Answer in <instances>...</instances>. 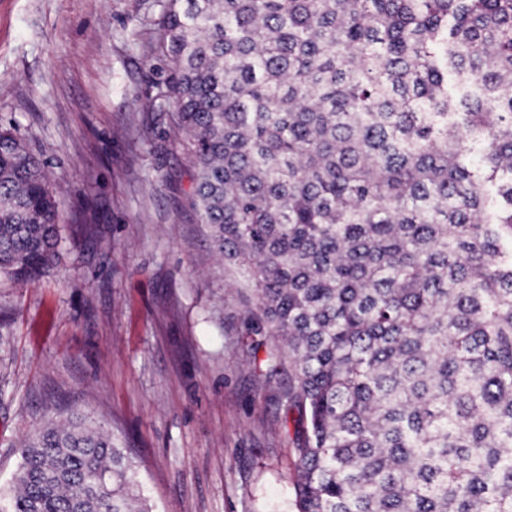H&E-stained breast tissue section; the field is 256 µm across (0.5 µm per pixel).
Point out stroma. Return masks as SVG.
I'll return each mask as SVG.
<instances>
[{
    "mask_svg": "<svg viewBox=\"0 0 512 512\" xmlns=\"http://www.w3.org/2000/svg\"><path fill=\"white\" fill-rule=\"evenodd\" d=\"M168 0H0V125L56 181L59 266L0 275V486L50 412L123 442L154 512H293L280 387L191 205L194 167L148 47Z\"/></svg>",
    "mask_w": 512,
    "mask_h": 512,
    "instance_id": "35a3bbf8",
    "label": "stroma"
}]
</instances>
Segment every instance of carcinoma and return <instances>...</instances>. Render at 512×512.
Wrapping results in <instances>:
<instances>
[{
	"mask_svg": "<svg viewBox=\"0 0 512 512\" xmlns=\"http://www.w3.org/2000/svg\"><path fill=\"white\" fill-rule=\"evenodd\" d=\"M150 50L288 374L295 512H512V0H169ZM56 215L0 127V274L50 273ZM0 512L152 507L108 432L50 413Z\"/></svg>",
	"mask_w": 512,
	"mask_h": 512,
	"instance_id": "cac0c4a2",
	"label": "carcinoma"
}]
</instances>
